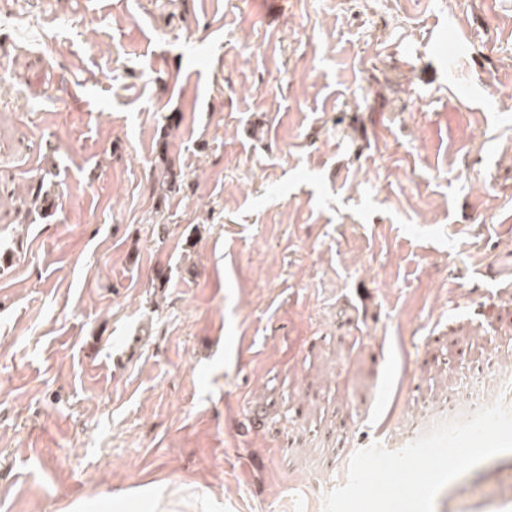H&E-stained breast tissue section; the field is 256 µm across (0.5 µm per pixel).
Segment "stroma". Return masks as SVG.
I'll return each instance as SVG.
<instances>
[{"instance_id":"35a3bbf8","label":"stroma","mask_w":512,"mask_h":512,"mask_svg":"<svg viewBox=\"0 0 512 512\" xmlns=\"http://www.w3.org/2000/svg\"><path fill=\"white\" fill-rule=\"evenodd\" d=\"M0 15V512H325L512 360V0Z\"/></svg>"}]
</instances>
